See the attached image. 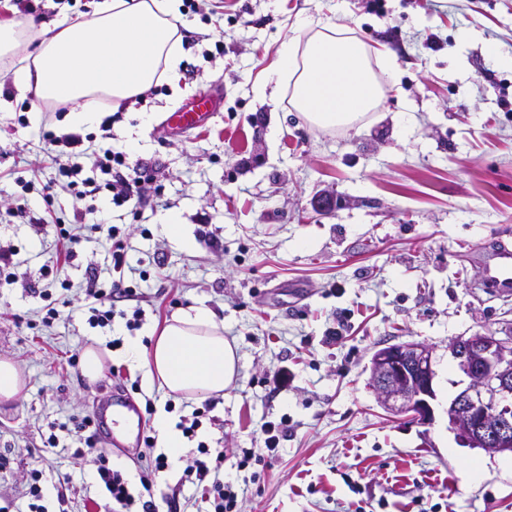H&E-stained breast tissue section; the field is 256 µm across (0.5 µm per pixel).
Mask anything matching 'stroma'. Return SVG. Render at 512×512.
<instances>
[{"mask_svg": "<svg viewBox=\"0 0 512 512\" xmlns=\"http://www.w3.org/2000/svg\"><path fill=\"white\" fill-rule=\"evenodd\" d=\"M177 21L184 58L178 87L160 82L121 110L111 132L80 129L92 151L129 147L150 180L130 207L112 210L121 229L127 284L148 300L141 329L123 320L91 327L76 311L41 321L42 289L80 296L106 251L85 241L60 283L42 278L59 256L56 227L76 201L40 190L57 179L41 133H66L64 114L44 107L18 123L13 93L0 112V246L13 248L26 280L0 287V359L24 387L0 400V498L26 504L28 473H42L48 512H98L104 495L96 453L74 457L71 437L45 452L50 424L93 414L102 393L141 377L113 336L151 347L178 310L205 305L238 348L235 383L203 424L223 444L224 479L238 512H512V453L458 445L446 410L455 372L448 343L512 330V299L484 293L481 259L512 249V0H198ZM331 20L367 45L395 54V80L379 108L353 128L310 125L275 85H263L282 41L304 22ZM221 106L205 128L176 132L170 113L211 87ZM153 120L142 126L141 113ZM31 190H24V183ZM338 205L322 212L318 200ZM178 214L190 248L161 231ZM149 279L140 282L139 271ZM111 351L91 381L69 359L91 341ZM418 341L434 350L435 419L390 417L370 384L381 346ZM287 367V386L273 377ZM283 423L275 452L260 448L266 423ZM198 456L156 478L159 512H205L183 483Z\"/></svg>", "mask_w": 512, "mask_h": 512, "instance_id": "obj_1", "label": "stroma"}]
</instances>
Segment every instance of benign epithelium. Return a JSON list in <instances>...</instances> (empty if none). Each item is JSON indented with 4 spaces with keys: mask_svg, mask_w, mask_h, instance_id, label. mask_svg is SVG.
<instances>
[{
    "mask_svg": "<svg viewBox=\"0 0 512 512\" xmlns=\"http://www.w3.org/2000/svg\"><path fill=\"white\" fill-rule=\"evenodd\" d=\"M448 353L460 375L457 396L448 403V429L463 447L512 453V336H458ZM436 376L433 349L421 342L386 345L370 362L372 388L384 409L422 424L433 420Z\"/></svg>",
    "mask_w": 512,
    "mask_h": 512,
    "instance_id": "1",
    "label": "benign epithelium"
}]
</instances>
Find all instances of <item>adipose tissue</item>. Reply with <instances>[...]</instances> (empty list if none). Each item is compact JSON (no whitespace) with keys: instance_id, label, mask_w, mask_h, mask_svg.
<instances>
[{"instance_id":"obj_1","label":"adipose tissue","mask_w":512,"mask_h":512,"mask_svg":"<svg viewBox=\"0 0 512 512\" xmlns=\"http://www.w3.org/2000/svg\"><path fill=\"white\" fill-rule=\"evenodd\" d=\"M181 0H96L77 20L44 23L35 18L0 22V61L17 97L67 109L71 127L99 118L102 103L120 106L159 80L177 84L183 60L176 25ZM39 38L30 48L27 32ZM394 58L341 26L325 20L304 36L282 42L265 83L288 90L293 108L320 129L351 128L384 98L379 74H391ZM224 324L203 305L172 314L151 349L131 344L147 382L188 398L223 393L234 381L239 357L224 337Z\"/></svg>"}]
</instances>
